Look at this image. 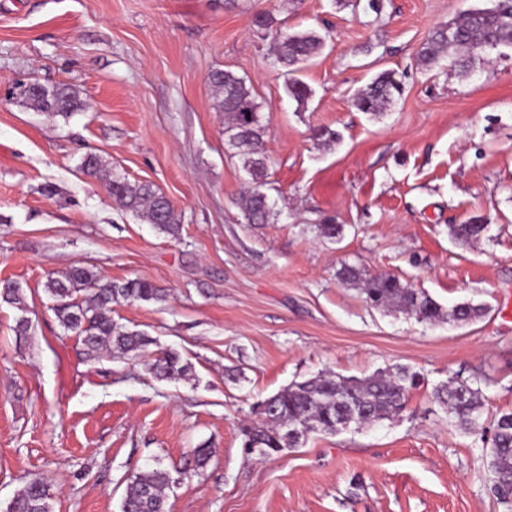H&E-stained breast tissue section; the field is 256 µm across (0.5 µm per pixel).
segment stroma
<instances>
[{
	"label": "stroma",
	"instance_id": "stroma-1",
	"mask_svg": "<svg viewBox=\"0 0 512 512\" xmlns=\"http://www.w3.org/2000/svg\"><path fill=\"white\" fill-rule=\"evenodd\" d=\"M482 2L0 0V282L27 304L0 303V512L36 476L53 512H120L129 478L152 468L176 480L169 512H503L486 448L434 388L467 379L488 416L512 411V48L466 74L417 58ZM260 12L326 35L299 74L307 102L289 95ZM217 68L260 105L273 223H246L239 207L248 176L212 105ZM386 70L402 94L359 111L356 92ZM30 81L69 84L87 108L34 111L11 94ZM318 127L336 142L313 139ZM89 152L164 193L179 236L115 208L80 170ZM326 216L340 238L320 235ZM472 218L489 237L456 242L450 225ZM344 262L486 313L454 325L372 308L337 279ZM74 266L165 289L164 302L113 307L152 338L141 359H88L60 325L44 284ZM166 351L191 364L188 379L150 373ZM399 366L420 383L393 420L268 456L246 447L257 406L289 384Z\"/></svg>",
	"mask_w": 512,
	"mask_h": 512
}]
</instances>
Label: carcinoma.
<instances>
[{"label":"carcinoma","mask_w":512,"mask_h":512,"mask_svg":"<svg viewBox=\"0 0 512 512\" xmlns=\"http://www.w3.org/2000/svg\"><path fill=\"white\" fill-rule=\"evenodd\" d=\"M256 26L272 37L275 61L288 67V92L299 103L310 95L308 86L295 76L298 66L317 56L325 38L314 31L288 32L273 27V19L259 14ZM501 47L512 48V0H490V6L474 9L459 20L437 29L420 51V62L431 65L453 55L455 64L465 68L477 56ZM213 108L224 113V134L231 147L244 155V167L251 185L241 198L244 219L249 224H268L275 214L268 197L259 192L267 175L262 150L265 126L259 118V105L244 78L229 70L217 69L208 76ZM403 83L393 70L379 73L355 96L361 112L376 114L401 95ZM19 101L50 116L68 117L85 107L79 91L64 83H34L19 89ZM80 168L105 183L113 204L175 236L180 215L170 201L145 183L132 182L106 168L97 154L82 159ZM489 225L477 218L450 226L453 239L473 243L486 236ZM336 278L356 285L366 301L376 307L398 309L429 323L466 324L480 319L484 307L471 303L444 309L428 293L417 290L391 275L371 274L343 262ZM45 291L54 300L53 311L65 330L81 341L91 359L102 353L117 352L136 359L150 344L149 337L129 330L112 318V305L122 301L164 300V289L146 280L104 281L85 267H74L60 276L51 275ZM0 299L25 311L26 303L19 285L8 282L0 288ZM151 372L160 379L187 378L191 365L175 352L155 359ZM419 374L406 367L381 370L365 378H348L320 373L293 382L258 405L259 422L247 428L248 445L262 455L294 448L311 432L334 433L343 423L357 418L362 424L390 420L406 406L411 389L418 385ZM434 396L466 434L491 444L489 467L501 486L494 491L498 503L512 512V412L488 422L484 419V394L475 382L451 378L434 389ZM170 474L152 469L133 476L121 501V512H166ZM51 485L43 478L29 480L17 491L7 512H52Z\"/></svg>","instance_id":"carcinoma-1"}]
</instances>
